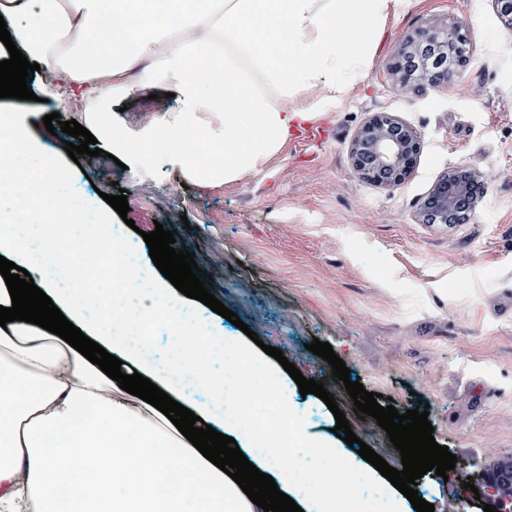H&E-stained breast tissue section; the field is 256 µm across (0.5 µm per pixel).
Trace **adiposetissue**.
Masks as SVG:
<instances>
[{
    "label": "adipose tissue",
    "instance_id": "1",
    "mask_svg": "<svg viewBox=\"0 0 512 512\" xmlns=\"http://www.w3.org/2000/svg\"><path fill=\"white\" fill-rule=\"evenodd\" d=\"M399 0H207L185 6L180 33L159 20L160 0H41L40 19L24 22L29 0H0L17 18L11 38L53 76L91 86L99 111L147 86L173 88L178 110L158 115L152 143L175 158L185 178L230 184L258 170L326 104L347 97L378 56ZM116 22H108V15ZM131 17L135 26L124 25ZM244 111H233L238 100ZM24 101L0 102V194L38 153L42 178L55 154L35 149L18 114ZM218 147L205 161L187 144ZM112 245L113 285L91 288L77 272L79 237L55 242L39 210L0 225V256L26 269L36 286L91 340L140 373L216 431L233 437L248 460L273 477L303 512H333L337 500L358 512H409L391 483L316 430L296 390L261 357L222 334L205 312L185 316L171 288L128 266L125 238L95 223ZM137 318L145 335L127 331ZM199 373L185 380L188 352ZM272 389L297 443L289 465L261 447L233 389L239 374ZM93 416L78 421L80 409ZM182 481L171 486L170 468ZM0 512H263L206 459L158 409L122 390L65 340L24 321L0 328Z\"/></svg>",
    "mask_w": 512,
    "mask_h": 512
}]
</instances>
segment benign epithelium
I'll use <instances>...</instances> for the list:
<instances>
[{
	"label": "benign epithelium",
	"instance_id": "obj_1",
	"mask_svg": "<svg viewBox=\"0 0 512 512\" xmlns=\"http://www.w3.org/2000/svg\"><path fill=\"white\" fill-rule=\"evenodd\" d=\"M458 26L457 20L444 26H431L399 45L389 70L402 91L419 94L427 84H443L440 75L447 70L448 53L429 57L426 50L436 43L448 48L457 45L453 35ZM420 151L421 138L414 128L389 113H380L353 139L349 158L359 178L396 188L413 172ZM477 205L468 181L444 174L421 202L418 220L422 224H451L462 210L475 213ZM488 457L493 475H484L479 492L487 503L496 507V512H505V503L512 502V457H501L492 447Z\"/></svg>",
	"mask_w": 512,
	"mask_h": 512
}]
</instances>
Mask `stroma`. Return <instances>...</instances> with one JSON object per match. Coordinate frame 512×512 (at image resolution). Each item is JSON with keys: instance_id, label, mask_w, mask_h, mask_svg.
Instances as JSON below:
<instances>
[{"instance_id": "obj_1", "label": "stroma", "mask_w": 512, "mask_h": 512, "mask_svg": "<svg viewBox=\"0 0 512 512\" xmlns=\"http://www.w3.org/2000/svg\"><path fill=\"white\" fill-rule=\"evenodd\" d=\"M451 18L465 25L470 62L447 85L423 95L399 92L389 73L398 45L417 30ZM390 35L364 78L317 121L320 144L296 135L262 168L222 186L182 177L175 159L145 160L107 138L103 155L71 159L43 128L59 113L91 127L81 111L85 88L61 87L46 71L31 75L36 95L22 121L58 156L59 175L113 224L135 222L125 236L141 254L144 233L175 231L210 275L208 287L260 344L282 350L303 376L326 380L330 365L308 351L330 343L351 379L398 412L428 408L433 436L456 455V469L477 476L485 445L512 456V315L499 313L512 293V29L491 0H401ZM177 98L147 93L112 101L111 126L131 140L147 139L152 119L176 110ZM387 112L414 127L422 152L407 181L389 189L358 178L348 148L371 116ZM465 168L487 179L488 198L473 223L454 235L427 230L418 210L438 177ZM125 190L119 215L106 195ZM419 496L434 512H483L482 501L455 480L427 472Z\"/></svg>"}]
</instances>
